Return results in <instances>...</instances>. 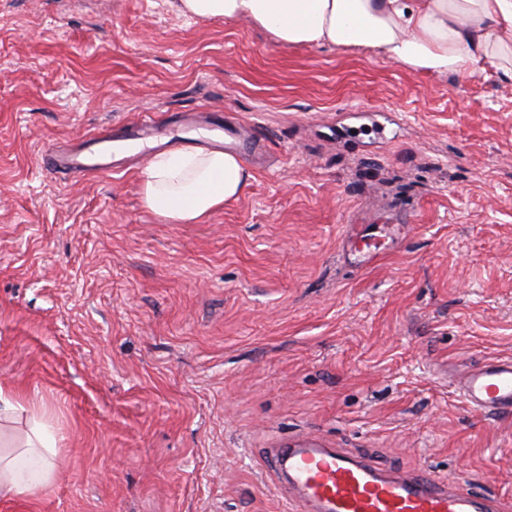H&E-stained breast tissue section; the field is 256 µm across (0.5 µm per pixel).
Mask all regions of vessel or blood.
<instances>
[{
	"instance_id": "vessel-or-blood-1",
	"label": "vessel or blood",
	"mask_w": 512,
	"mask_h": 512,
	"mask_svg": "<svg viewBox=\"0 0 512 512\" xmlns=\"http://www.w3.org/2000/svg\"><path fill=\"white\" fill-rule=\"evenodd\" d=\"M192 119L179 127L156 123L151 117L130 121L128 139L195 145L199 139ZM225 149L251 153L252 140L242 126L223 128ZM114 155L83 147L75 152L43 155L44 167L67 175L112 168ZM463 399L475 411H512V358L481 364L459 383ZM267 467L285 492L291 512H496L493 501L470 488L434 480L421 473L394 475L371 460L337 448L290 445L271 449Z\"/></svg>"
}]
</instances>
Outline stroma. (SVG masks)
I'll use <instances>...</instances> for the list:
<instances>
[{
    "instance_id": "1",
    "label": "stroma",
    "mask_w": 512,
    "mask_h": 512,
    "mask_svg": "<svg viewBox=\"0 0 512 512\" xmlns=\"http://www.w3.org/2000/svg\"><path fill=\"white\" fill-rule=\"evenodd\" d=\"M236 114L266 168L205 224L138 168L40 156L149 114ZM512 357V80L271 43L173 0H0V387L60 440L6 512H286L288 442L490 495L512 414L456 375Z\"/></svg>"
}]
</instances>
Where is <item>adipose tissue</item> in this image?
I'll return each mask as SVG.
<instances>
[{"label": "adipose tissue", "instance_id": "obj_1", "mask_svg": "<svg viewBox=\"0 0 512 512\" xmlns=\"http://www.w3.org/2000/svg\"><path fill=\"white\" fill-rule=\"evenodd\" d=\"M180 13L245 22L281 47L367 48L413 71L466 74L482 64L512 76V0H178ZM145 206L175 224H203L238 200L250 174L221 149L150 156L139 172ZM60 450L42 423L0 448V497L21 499L56 478Z\"/></svg>", "mask_w": 512, "mask_h": 512}]
</instances>
